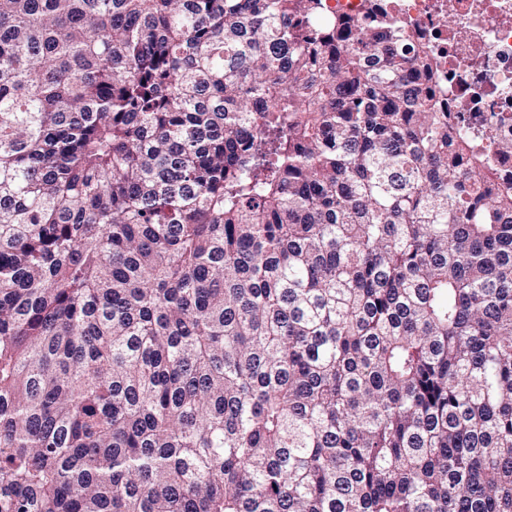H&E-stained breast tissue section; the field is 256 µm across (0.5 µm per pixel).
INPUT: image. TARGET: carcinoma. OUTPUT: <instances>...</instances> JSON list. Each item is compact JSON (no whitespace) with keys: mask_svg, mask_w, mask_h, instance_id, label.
<instances>
[{"mask_svg":"<svg viewBox=\"0 0 512 512\" xmlns=\"http://www.w3.org/2000/svg\"><path fill=\"white\" fill-rule=\"evenodd\" d=\"M511 139L325 0H0V512H512Z\"/></svg>","mask_w":512,"mask_h":512,"instance_id":"carcinoma-1","label":"carcinoma"}]
</instances>
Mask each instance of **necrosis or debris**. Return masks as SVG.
<instances>
[{
	"label": "necrosis or debris",
	"instance_id": "4bbe7bcc",
	"mask_svg": "<svg viewBox=\"0 0 512 512\" xmlns=\"http://www.w3.org/2000/svg\"><path fill=\"white\" fill-rule=\"evenodd\" d=\"M351 17L369 9L407 26L432 51L443 98L466 126L512 139V0H326ZM506 115L491 123L492 114Z\"/></svg>",
	"mask_w": 512,
	"mask_h": 512
}]
</instances>
